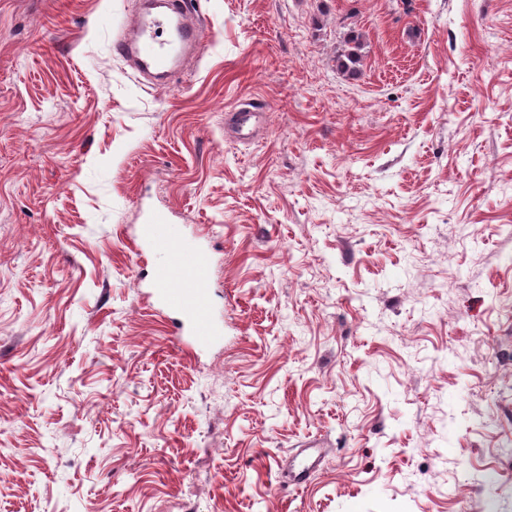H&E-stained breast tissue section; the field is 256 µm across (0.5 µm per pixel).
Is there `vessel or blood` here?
<instances>
[{"mask_svg":"<svg viewBox=\"0 0 512 512\" xmlns=\"http://www.w3.org/2000/svg\"><path fill=\"white\" fill-rule=\"evenodd\" d=\"M162 2V11H140L117 39L115 50L141 74L168 80L200 49L203 30L185 0ZM259 113V106L254 104L233 113V127L239 137L251 135ZM136 238L161 257L150 282L149 295L155 305L180 316L179 335L191 337L198 346L210 343L220 330L212 320V265L203 246L196 238L173 234L160 214L146 217L137 228Z\"/></svg>","mask_w":512,"mask_h":512,"instance_id":"1","label":"vessel or blood"}]
</instances>
